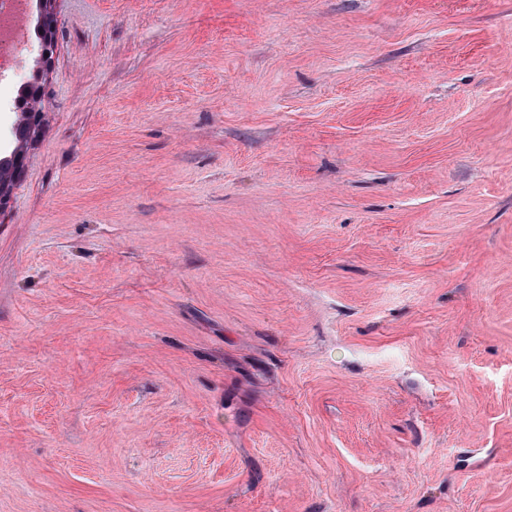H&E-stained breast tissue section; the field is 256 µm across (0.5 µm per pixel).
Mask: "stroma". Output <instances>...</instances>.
<instances>
[{"instance_id": "obj_1", "label": "stroma", "mask_w": 512, "mask_h": 512, "mask_svg": "<svg viewBox=\"0 0 512 512\" xmlns=\"http://www.w3.org/2000/svg\"><path fill=\"white\" fill-rule=\"evenodd\" d=\"M0 512H512V0H31Z\"/></svg>"}]
</instances>
